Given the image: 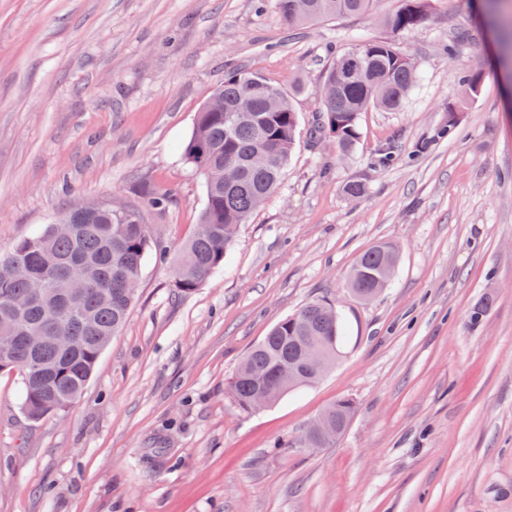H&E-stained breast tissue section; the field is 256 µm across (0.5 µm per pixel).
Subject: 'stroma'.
Wrapping results in <instances>:
<instances>
[{
    "label": "stroma",
    "instance_id": "1",
    "mask_svg": "<svg viewBox=\"0 0 512 512\" xmlns=\"http://www.w3.org/2000/svg\"><path fill=\"white\" fill-rule=\"evenodd\" d=\"M501 5L492 17L482 0H433L426 23L396 34L400 0L297 28L276 0H0V253L75 203L171 198L144 213L152 251L81 398L32 421L19 371H0V512H512V0ZM390 38L420 77L405 108L361 113L347 153L311 139L337 52ZM234 68L293 91L299 138L223 266L185 293L170 258L206 189L182 151ZM466 71L481 75L469 99ZM452 107V140L434 139ZM350 181L363 196L345 195ZM381 242L398 265L364 303L345 281ZM316 300L346 326L335 366L237 410L225 386L246 352ZM341 398L355 413L336 444L295 447Z\"/></svg>",
    "mask_w": 512,
    "mask_h": 512
}]
</instances>
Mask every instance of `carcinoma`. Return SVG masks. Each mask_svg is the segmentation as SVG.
<instances>
[{"label": "carcinoma", "instance_id": "carcinoma-1", "mask_svg": "<svg viewBox=\"0 0 512 512\" xmlns=\"http://www.w3.org/2000/svg\"><path fill=\"white\" fill-rule=\"evenodd\" d=\"M373 0H277L282 18L290 25L320 19L366 14ZM430 18V0H402L390 23L408 31ZM250 73L231 71L197 113L183 157L191 169L204 176L207 202L194 236L183 244L174 260L177 287L195 290L224 263L239 228L279 185L296 144L298 113L291 97L278 83L261 78L264 89L278 98L276 111L268 110L265 97L249 89ZM332 91L321 101V129L333 134L343 151L359 139V115L371 108L402 109L418 84L415 63L393 41L366 40L336 56L325 76ZM249 111L229 125L225 116L241 101ZM170 203L166 193L149 192L144 204L155 211ZM71 206L56 219L77 225L73 234L56 233L53 225L39 235L16 243L0 255V326L15 328V344L4 369L22 374L23 410L31 420L64 411L83 394L103 350L124 326L134 294L122 282L140 278L149 248L148 230L137 208L110 203L84 205L74 216ZM23 265L39 274L45 293L42 304H24L27 281L10 266ZM397 251L389 243L375 245L358 256L348 278L354 295L390 282ZM75 273L86 288L73 303L62 299L61 271ZM112 291L103 304L100 294ZM319 343L330 368L340 353L342 327L336 308L314 301L279 321L246 353L225 388V396L242 412L252 411L255 396L267 388L271 402L284 394L316 382L300 368L303 337ZM40 360L52 373L38 376L31 363ZM330 418L343 425L351 421L354 404L340 399L326 408Z\"/></svg>", "mask_w": 512, "mask_h": 512}]
</instances>
